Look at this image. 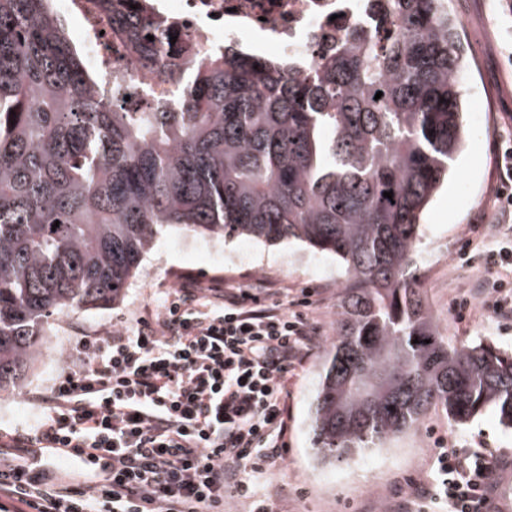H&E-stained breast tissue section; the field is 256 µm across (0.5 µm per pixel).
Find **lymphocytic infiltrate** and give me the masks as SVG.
Instances as JSON below:
<instances>
[{
	"instance_id": "f902f5d3",
	"label": "lymphocytic infiltrate",
	"mask_w": 512,
	"mask_h": 512,
	"mask_svg": "<svg viewBox=\"0 0 512 512\" xmlns=\"http://www.w3.org/2000/svg\"><path fill=\"white\" fill-rule=\"evenodd\" d=\"M488 286L454 297L512 328V139L496 158ZM320 340L292 302L262 303L238 288H182L128 326L82 336L77 358L29 394V430L0 432V512H274L254 480L287 451L288 377ZM434 485L413 495L448 512H499L500 473L488 448H447Z\"/></svg>"
}]
</instances>
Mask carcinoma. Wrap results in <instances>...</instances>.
I'll return each mask as SVG.
<instances>
[{"label":"carcinoma","instance_id":"cac0c4a2","mask_svg":"<svg viewBox=\"0 0 512 512\" xmlns=\"http://www.w3.org/2000/svg\"><path fill=\"white\" fill-rule=\"evenodd\" d=\"M138 2L96 0L93 66L54 0H0V391L51 318L116 303L175 227L295 239L344 264L311 414L320 461L437 405L459 423L491 408L512 429V352L440 335L410 273L420 216L464 144L467 56L448 0H383L386 41L350 32L301 79L231 44L187 61V34ZM114 55L176 86L177 103L125 100Z\"/></svg>","mask_w":512,"mask_h":512}]
</instances>
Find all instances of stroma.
<instances>
[{
    "label": "stroma",
    "mask_w": 512,
    "mask_h": 512,
    "mask_svg": "<svg viewBox=\"0 0 512 512\" xmlns=\"http://www.w3.org/2000/svg\"><path fill=\"white\" fill-rule=\"evenodd\" d=\"M469 45L463 98L467 113L486 112L483 126L467 123L463 149L420 219L414 257L417 286L441 335L457 343L482 339L512 350V329L501 330L482 310L458 320L451 302L459 289L471 287L482 268L467 264L480 242L469 239L471 225L493 234L496 145L512 135V10L502 0H451ZM345 279L333 254L297 240L265 243L245 237L210 238L209 234L167 229L144 253L140 272L122 299L107 308L80 310L55 317L48 348L16 389L0 392V428L33 424L36 409L26 395L68 367L67 353L77 337L94 334L152 309L166 292L182 287L214 294L246 288L272 301L282 296L309 300L319 323L322 344L289 379L288 455L266 476L275 512H382L393 492L409 493L412 480L425 477L437 449L490 448L512 457V430L504 429L494 410L464 425L445 410L432 408L421 425L387 439L344 462H320L313 449L310 405L319 374L337 333L336 298Z\"/></svg>",
    "instance_id": "stroma-1"
}]
</instances>
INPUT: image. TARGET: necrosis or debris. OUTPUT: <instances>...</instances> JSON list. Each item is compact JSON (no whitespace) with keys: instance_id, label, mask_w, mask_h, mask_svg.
<instances>
[{"instance_id":"necrosis-or-debris-1","label":"necrosis or debris","mask_w":512,"mask_h":512,"mask_svg":"<svg viewBox=\"0 0 512 512\" xmlns=\"http://www.w3.org/2000/svg\"><path fill=\"white\" fill-rule=\"evenodd\" d=\"M157 15L189 35L188 59L200 60L224 44L249 49L255 37L275 55L296 62V76L336 49L344 33L373 31L378 0H144Z\"/></svg>"}]
</instances>
